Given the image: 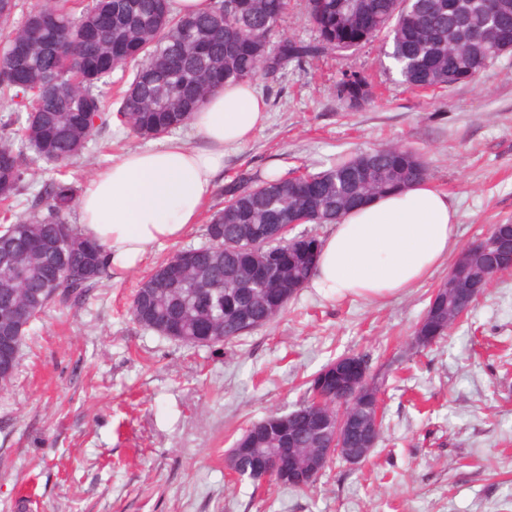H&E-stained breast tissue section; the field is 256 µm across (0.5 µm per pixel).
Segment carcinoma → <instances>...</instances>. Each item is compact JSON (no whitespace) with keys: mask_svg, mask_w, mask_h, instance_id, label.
I'll use <instances>...</instances> for the list:
<instances>
[{"mask_svg":"<svg viewBox=\"0 0 512 512\" xmlns=\"http://www.w3.org/2000/svg\"><path fill=\"white\" fill-rule=\"evenodd\" d=\"M289 0H212L206 14H177L169 0H0V97L16 108L0 115V319L26 304L37 320L55 300L78 305L111 268L105 247L80 235L69 220L76 183L68 167L91 138L118 120L141 138L187 126L191 112L228 81L273 75L327 52L356 50L374 40L405 84L449 87L448 52L464 73L478 75L508 52L475 40L488 24L481 0H306L317 38L271 43ZM20 18H15V15ZM367 29L363 42H336V24ZM136 63L118 91V107L105 106L101 87ZM387 147L338 159L317 172L291 173L253 184L242 177L224 190V207L211 215L209 243L184 251L189 268L179 282L160 278L168 259L136 290L130 314L143 329L187 346L230 343L271 323L315 272L318 240L287 236L249 247L256 228L305 212L315 224H334L356 195L392 193L394 183L427 178L423 157ZM51 165L35 179L37 163ZM25 198L27 213L15 203ZM494 248L471 244L456 259L464 278L476 267L512 260V224L495 226ZM291 247L292 261L274 266L266 280L250 279L262 255ZM273 413L248 426L234 442L250 471L280 448H317L320 439L291 443L281 427L262 430Z\"/></svg>","mask_w":512,"mask_h":512,"instance_id":"1","label":"carcinoma"}]
</instances>
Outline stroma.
I'll return each mask as SVG.
<instances>
[{
    "label": "stroma",
    "instance_id": "1",
    "mask_svg": "<svg viewBox=\"0 0 512 512\" xmlns=\"http://www.w3.org/2000/svg\"><path fill=\"white\" fill-rule=\"evenodd\" d=\"M346 72L373 91L355 110L336 96ZM255 85L267 120L226 153L217 188L399 146L424 156L430 182L457 205L459 247L512 224V52L479 80L435 90L407 88L376 42ZM148 145L99 132L70 177L85 185ZM205 242L195 224L33 325L0 386V512H512V271L426 348L411 338L444 267L384 299L301 289L228 345L188 348L133 322L129 303L156 261ZM356 354L387 374L383 428L364 463L334 461L309 491L258 489L225 471L243 428L292 410L325 365Z\"/></svg>",
    "mask_w": 512,
    "mask_h": 512
}]
</instances>
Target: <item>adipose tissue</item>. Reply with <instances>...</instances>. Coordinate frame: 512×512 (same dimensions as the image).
Instances as JSON below:
<instances>
[{
    "mask_svg": "<svg viewBox=\"0 0 512 512\" xmlns=\"http://www.w3.org/2000/svg\"><path fill=\"white\" fill-rule=\"evenodd\" d=\"M266 120L248 80L224 85L194 112L185 136L132 151L99 170L78 202L81 233L106 248L113 272L198 223L227 150ZM458 209L429 181L375 196L348 211L320 240L309 286L321 297L380 298L420 284L457 250Z\"/></svg>",
    "mask_w": 512,
    "mask_h": 512,
    "instance_id": "ef3b65f1",
    "label": "adipose tissue"
}]
</instances>
